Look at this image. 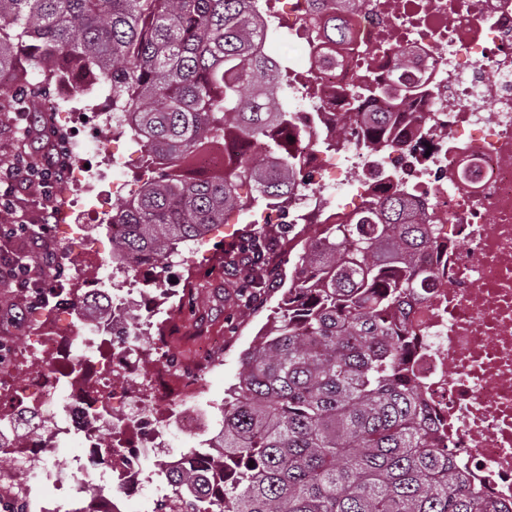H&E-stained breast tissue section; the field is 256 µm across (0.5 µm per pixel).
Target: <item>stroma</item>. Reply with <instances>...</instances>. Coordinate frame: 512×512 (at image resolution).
<instances>
[{"label": "stroma", "mask_w": 512, "mask_h": 512, "mask_svg": "<svg viewBox=\"0 0 512 512\" xmlns=\"http://www.w3.org/2000/svg\"><path fill=\"white\" fill-rule=\"evenodd\" d=\"M75 165L90 164L98 172L96 183L76 185L63 180L52 195H44L34 188L20 200L30 235L10 241L0 240V259L19 253H58L66 249V265L72 274L89 275L94 262L110 263L112 242L107 239L103 227L112 214L129 199L138 181L146 177L142 154L129 140L128 135L100 126L89 135L86 148L74 159ZM120 183V190H113V183ZM83 217L88 238L97 242L95 250H82L68 246L67 226L76 217ZM49 221L52 233L48 238L37 237L35 231L42 221ZM236 224H222L207 237L204 244L185 246L174 262L185 279L203 281V288L195 292L192 310L173 316L170 322L171 352L182 359H193L202 338L221 336L226 341L224 358L220 365L205 377V391L200 399L210 415L211 423H218L220 409L228 388L237 381L240 357L256 346L273 323L291 279L293 257L288 247L299 244L301 239L311 238L321 230L320 225L281 224L278 231L284 243L280 245L275 263L278 275L272 279L265 296L263 308L242 311L234 303V290L238 288L244 273L243 267L224 264V245L239 232ZM39 336L38 323L17 288L0 281V358L11 351H33Z\"/></svg>", "instance_id": "obj_1"}]
</instances>
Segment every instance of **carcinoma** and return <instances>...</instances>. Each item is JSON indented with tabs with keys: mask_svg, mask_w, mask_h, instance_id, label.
Returning a JSON list of instances; mask_svg holds the SVG:
<instances>
[{
	"mask_svg": "<svg viewBox=\"0 0 512 512\" xmlns=\"http://www.w3.org/2000/svg\"><path fill=\"white\" fill-rule=\"evenodd\" d=\"M251 0H0V74L28 80L24 59L42 65L41 86L78 79L112 97V128L143 147L152 176L112 215L123 226L112 259L130 269L144 260L164 269L174 244L199 243L217 224L282 207L301 188L302 163L284 100L288 55L257 53L262 35ZM391 83L364 81L345 91L352 108L365 100L404 105L423 92L397 54ZM0 98L29 115L37 91ZM389 112L361 116L375 149L391 147ZM355 115L336 123L333 142H348ZM294 141H289V137ZM237 153L203 181L186 161L212 142ZM435 225L413 218L412 202L393 195L353 224H325L296 255L279 323L243 354L238 383L221 412L223 437L190 448L183 469L166 478L183 512H512L471 485L409 378L411 345L395 314L422 297L437 273L422 260L437 248ZM278 247L263 228L224 249L248 259L236 294L267 287ZM0 418V469L20 455ZM254 465H249V462ZM85 500L103 495L96 479L80 482Z\"/></svg>",
	"mask_w": 512,
	"mask_h": 512,
	"instance_id": "cac0c4a2",
	"label": "carcinoma"
}]
</instances>
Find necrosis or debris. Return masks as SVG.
Here are the masks:
<instances>
[{"instance_id":"obj_1","label":"necrosis or debris","mask_w":512,"mask_h":512,"mask_svg":"<svg viewBox=\"0 0 512 512\" xmlns=\"http://www.w3.org/2000/svg\"><path fill=\"white\" fill-rule=\"evenodd\" d=\"M270 2L254 0L256 13L289 41L306 44L303 56L288 62V102L309 134L306 171L315 188L289 199L288 213L297 224L339 223L399 190L412 198L417 217L436 225L444 248L425 259L438 279L426 299L414 303L407 324L412 378L459 469L473 485L511 500L512 0H322L317 8L310 0H278L275 9ZM315 9L343 14L349 27L335 66L320 71L311 66ZM397 48L414 54L425 90L396 109L392 149L373 154L354 140L324 147L329 118L348 109L344 91L368 75L389 80ZM488 101L490 113L482 110ZM348 185L350 203L337 206V192ZM137 282L145 288L140 310L130 288L113 293L105 312L80 308L77 298L95 295L99 283L70 273L52 284L51 313L34 308L36 320L50 324L40 344L52 362L31 358L19 383L0 375V412L22 423L24 460L0 473V512H57L35 497L33 486L62 483L47 446L70 435L87 448L73 473L103 482L119 474L122 488L108 497L105 512H124V502L143 487L142 452L166 447L169 427L197 434L206 425L193 402L171 407L164 420L145 414L146 397L161 389L139 385L153 363L198 395L204 371L224 354V341H202L190 361L168 355L161 339L141 330L183 300V291L154 287L147 267ZM116 375L130 390H113ZM114 413L121 424L112 429L107 420Z\"/></svg>"}]
</instances>
